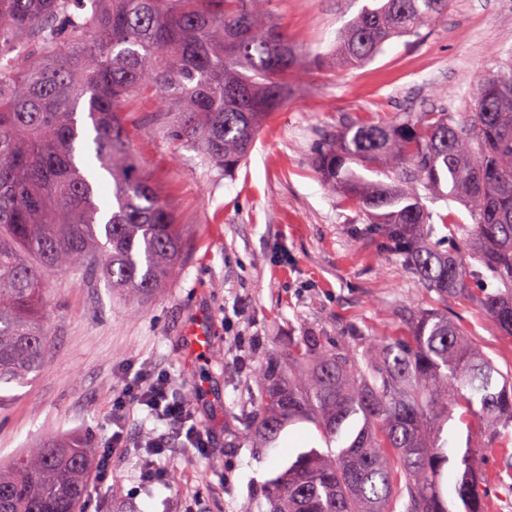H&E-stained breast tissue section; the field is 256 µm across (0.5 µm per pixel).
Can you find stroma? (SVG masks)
<instances>
[{"label":"stroma","mask_w":512,"mask_h":512,"mask_svg":"<svg viewBox=\"0 0 512 512\" xmlns=\"http://www.w3.org/2000/svg\"><path fill=\"white\" fill-rule=\"evenodd\" d=\"M366 0H272L274 18L313 61L295 78L283 109L256 134L247 161L232 175L163 138L165 114L153 107L126 119L128 136L160 194L186 226L176 275L138 306L98 276L50 270L43 310L52 339L45 369L12 387L0 410V458L45 438L105 440L112 400L131 366L170 376L193 393L194 422L210 448H172L166 478H140L137 449L109 455V476L91 460L83 512H266L264 483L296 455L295 439L316 441L310 424L289 427L268 451L233 445L255 386L236 356L255 338L253 361L287 350L289 337L313 331L328 342L407 335L404 307L438 310L502 371L512 370V335L501 332L473 293L440 300L409 280L383 239L368 232L359 208L329 190L310 163L318 139L348 122H391L406 114L473 108L477 87L512 64V0H448V11L420 36L390 40L370 63L346 70L328 53ZM205 323L207 355L194 353L188 329ZM473 436L488 512H512V428L486 436L480 420L454 422L449 446ZM107 487L96 491L99 480Z\"/></svg>","instance_id":"obj_1"}]
</instances>
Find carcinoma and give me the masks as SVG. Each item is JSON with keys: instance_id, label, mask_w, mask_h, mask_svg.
I'll list each match as a JSON object with an SVG mask.
<instances>
[{"instance_id": "cac0c4a2", "label": "carcinoma", "mask_w": 512, "mask_h": 512, "mask_svg": "<svg viewBox=\"0 0 512 512\" xmlns=\"http://www.w3.org/2000/svg\"><path fill=\"white\" fill-rule=\"evenodd\" d=\"M270 3L0 0V391L48 362L47 271L90 269L130 299L176 271L185 229L131 147L125 117L162 105L163 136L233 172L310 66ZM447 10L448 0H373L341 30L336 67L374 59ZM310 162L441 298L495 280L498 291L476 303L512 335V66L480 87L467 116L349 124ZM354 163L395 178L369 180ZM448 196L473 227L444 216L449 234L439 237L423 200ZM407 322L409 336L342 346L310 333L286 355L241 360L257 388L245 438L271 448L286 428L311 423L328 447L281 466L266 484L267 512H451L446 468L462 512H487L478 445L448 453L443 432L455 406L490 434L512 426V371L440 312L417 309ZM94 451L51 438L19 452L0 465V512H81Z\"/></svg>"}]
</instances>
